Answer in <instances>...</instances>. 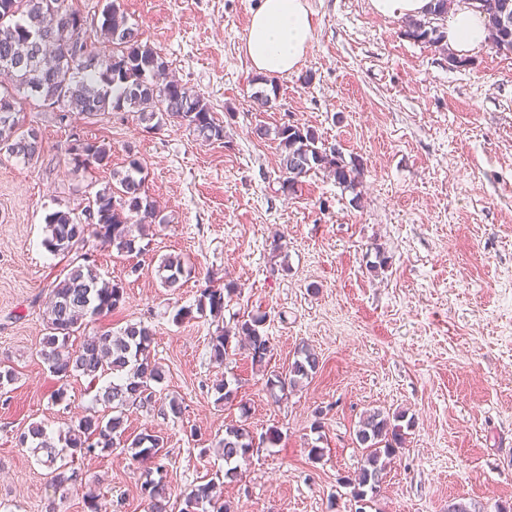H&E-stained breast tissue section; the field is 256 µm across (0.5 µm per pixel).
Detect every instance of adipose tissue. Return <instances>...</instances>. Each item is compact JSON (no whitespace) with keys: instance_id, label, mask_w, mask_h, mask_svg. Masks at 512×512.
<instances>
[{"instance_id":"1","label":"adipose tissue","mask_w":512,"mask_h":512,"mask_svg":"<svg viewBox=\"0 0 512 512\" xmlns=\"http://www.w3.org/2000/svg\"><path fill=\"white\" fill-rule=\"evenodd\" d=\"M312 19L306 0H262L252 14L244 53L257 72L285 76L296 71L311 44ZM487 37L483 14L459 10L451 14L447 41L458 54L470 53Z\"/></svg>"}]
</instances>
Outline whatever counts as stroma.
Wrapping results in <instances>:
<instances>
[{
  "mask_svg": "<svg viewBox=\"0 0 512 512\" xmlns=\"http://www.w3.org/2000/svg\"><path fill=\"white\" fill-rule=\"evenodd\" d=\"M259 2L116 0L223 139L176 123L149 131L134 112L80 115L21 99L19 120L41 147L30 161L0 151V369L15 375L0 403V512H149L145 467L126 449L74 458L82 485L58 488L16 440L38 423L57 443L100 407V383L60 381L41 357L50 289L86 255L101 278L125 286L124 303L87 333L141 321L154 334L158 404L127 408L125 426L163 437L170 512L210 480L236 512H351L340 479L360 466L355 431L374 409L402 413L409 426L367 512H448L460 501L496 512L512 501V54L483 44L454 67L371 0H307L311 46L265 104L243 52ZM287 124L360 161L356 191L323 171L284 191L275 132ZM77 136L109 143L111 165L75 167ZM133 157L165 218L145 225V253L120 254L94 236L79 252L51 253L46 216L82 211ZM380 254L386 266H376ZM168 255L192 269L176 288L157 273ZM228 285L222 322L178 319L204 289ZM253 316L270 341L266 362L252 365L234 343L215 363L217 326ZM304 346L319 358L316 373L292 390L267 386ZM224 381L238 385L228 405L215 391ZM172 399L180 417L158 409ZM229 422L253 436L231 483L219 447Z\"/></svg>",
  "mask_w": 512,
  "mask_h": 512,
  "instance_id": "1",
  "label": "stroma"
}]
</instances>
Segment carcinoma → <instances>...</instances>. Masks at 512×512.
I'll return each instance as SVG.
<instances>
[{
  "label": "carcinoma",
  "mask_w": 512,
  "mask_h": 512,
  "mask_svg": "<svg viewBox=\"0 0 512 512\" xmlns=\"http://www.w3.org/2000/svg\"><path fill=\"white\" fill-rule=\"evenodd\" d=\"M480 12L488 22V44L498 52L512 53V0H483ZM448 15V0H431L428 13L420 19L407 20L406 34L415 41L442 44L446 28L436 22ZM79 11L67 0H0V71L9 75L12 86L0 89V151L30 160L38 152V133L24 130L16 118L17 98L23 93L48 107L64 112H137L146 129L159 127L175 118L206 140L224 138V126L215 121L200 96L175 81L160 84L167 62L151 46L142 42L137 28L127 24L109 0L101 11L100 34L110 48L97 54L94 66L73 52V44L84 40L83 26L78 24ZM285 179L283 186L292 190L300 178L310 172L327 170L336 183L354 191L359 184L360 167L346 163L334 147H326L316 131L285 125L276 131ZM76 166L87 164L106 167L111 163L112 147L101 142H76L70 146ZM141 164L133 159L126 173H112L114 184L96 192L82 213L81 220L73 210L58 209L46 217L45 244L54 253H69L95 236L119 253L141 254L144 247L142 224L155 218L153 201L146 194ZM161 284L173 288L184 272L179 256H165L158 266ZM233 289L212 288L198 299L197 312L209 311L219 318L224 311V295ZM122 281L100 278L95 265L85 263L73 267L51 289L46 301L48 334L43 338L41 355L49 370L62 377H86L95 381L105 374L115 380L99 391L97 401L112 411V415H86L68 426L61 441L70 456L94 455L97 450L117 446L133 450L132 457L147 461L157 458L164 447L161 436L144 430L134 437L126 435L123 411L130 406L150 408L156 404L151 383L161 379L160 367L150 360L153 342L151 329L142 322L126 326L119 334L110 331L82 337L79 346L67 349L69 339L86 327L88 316H102L124 302ZM261 317L244 320L234 333L216 328L210 336L211 358L224 363L230 336L247 342L251 362L262 365L271 352L269 338L261 335ZM319 365L310 349L300 350L288 367V376L274 375L269 384L285 388L297 387L312 376ZM392 416L373 410L363 417L356 430V442L361 448L362 464L352 477L339 478L351 488L355 512H363L367 498L380 492V480L388 460L403 444L401 427ZM20 445H30L35 453H46L52 468V483L58 487L72 485L77 471L67 464H57V454L45 438L38 423L20 435ZM224 460H245L253 447L250 432L238 424H227L220 441ZM215 484L207 482L192 488L183 496L180 512H232L231 505L215 499ZM149 500L150 512H167L168 486L161 479L147 478L141 485Z\"/></svg>",
  "instance_id": "obj_1"
}]
</instances>
